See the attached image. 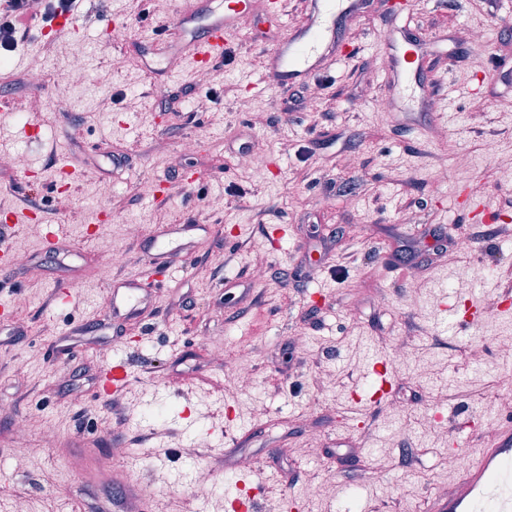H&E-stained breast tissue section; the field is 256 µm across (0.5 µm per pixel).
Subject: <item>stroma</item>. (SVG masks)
<instances>
[{
    "mask_svg": "<svg viewBox=\"0 0 512 512\" xmlns=\"http://www.w3.org/2000/svg\"><path fill=\"white\" fill-rule=\"evenodd\" d=\"M105 8L121 44L86 10L77 36L31 31L0 67L13 112L0 125L13 169L0 214L23 208L30 180L45 201L0 283V303L17 304L0 318V512H114L116 466L147 486L153 512H225V486L240 479L262 512L289 493L303 512L354 498L365 512H423L459 476L449 440L464 463L512 425V315L456 335L439 323L480 278L491 304L512 274V238L483 221L512 225V0H408L395 20L386 0H368L338 20L337 56L288 112L261 77L304 0L283 18L257 0L226 65L179 72L163 48L184 46L174 16L201 0ZM403 32L426 49L422 109L389 72L388 41ZM43 62L37 87L22 83ZM64 164L82 172L65 191ZM100 202L112 221L86 237ZM190 218L213 236L196 238L139 320H113L110 281L144 273L141 245ZM273 222L288 227L278 249L264 237ZM463 233L482 249H460ZM69 264L62 304L51 286ZM377 356L393 364L392 391L383 407L355 404L351 387ZM121 358L130 384L116 416L95 392ZM229 438L230 472L219 460Z\"/></svg>",
    "mask_w": 512,
    "mask_h": 512,
    "instance_id": "35a3bbf8",
    "label": "stroma"
}]
</instances>
